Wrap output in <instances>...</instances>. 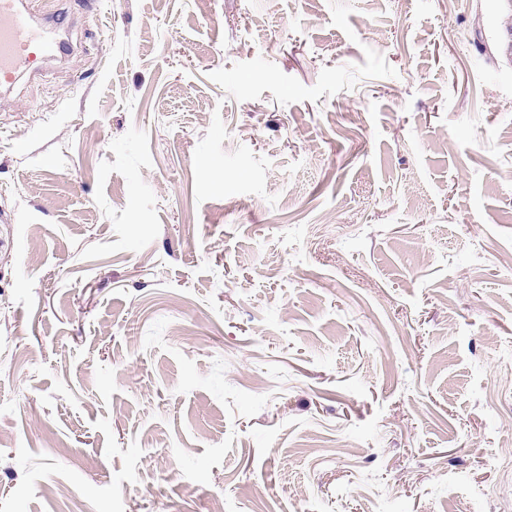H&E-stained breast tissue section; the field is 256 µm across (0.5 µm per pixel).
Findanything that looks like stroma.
Instances as JSON below:
<instances>
[{"label": "stroma", "mask_w": 512, "mask_h": 512, "mask_svg": "<svg viewBox=\"0 0 512 512\" xmlns=\"http://www.w3.org/2000/svg\"><path fill=\"white\" fill-rule=\"evenodd\" d=\"M28 3L0 512H512L503 0Z\"/></svg>", "instance_id": "35a3bbf8"}]
</instances>
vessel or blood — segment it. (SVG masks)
<instances>
[{"instance_id": "1", "label": "vessel or blood", "mask_w": 512, "mask_h": 512, "mask_svg": "<svg viewBox=\"0 0 512 512\" xmlns=\"http://www.w3.org/2000/svg\"><path fill=\"white\" fill-rule=\"evenodd\" d=\"M55 31L37 25L21 0H0V88L39 69L54 51Z\"/></svg>"}]
</instances>
